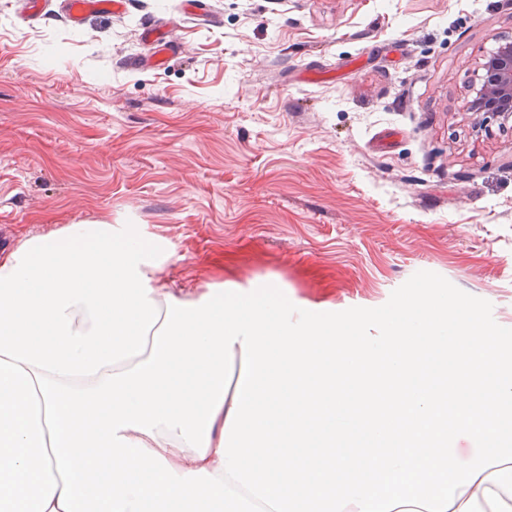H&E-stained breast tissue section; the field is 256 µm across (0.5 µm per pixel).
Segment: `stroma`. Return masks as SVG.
<instances>
[{
    "mask_svg": "<svg viewBox=\"0 0 512 512\" xmlns=\"http://www.w3.org/2000/svg\"><path fill=\"white\" fill-rule=\"evenodd\" d=\"M0 0V225L166 239L165 277L272 276L366 319L452 290L512 340V126L462 109L512 0ZM179 47L161 68L144 27ZM65 14L68 19L79 24L92 13L119 15L124 13L127 0H64ZM152 41L156 42L155 52L152 56L145 58L132 59L127 62V65L132 69H153L161 66L165 62L166 53V41H160L161 38L154 37L152 34H148Z\"/></svg>",
    "mask_w": 512,
    "mask_h": 512,
    "instance_id": "obj_1",
    "label": "stroma"
}]
</instances>
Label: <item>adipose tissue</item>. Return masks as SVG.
<instances>
[{"label":"adipose tissue","mask_w":512,"mask_h":512,"mask_svg":"<svg viewBox=\"0 0 512 512\" xmlns=\"http://www.w3.org/2000/svg\"><path fill=\"white\" fill-rule=\"evenodd\" d=\"M176 261L112 224L0 256V512H512V352L454 294L376 343L262 279L170 287Z\"/></svg>","instance_id":"ef3b65f1"}]
</instances>
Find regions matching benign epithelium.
Wrapping results in <instances>:
<instances>
[{"label":"benign epithelium","mask_w":512,"mask_h":512,"mask_svg":"<svg viewBox=\"0 0 512 512\" xmlns=\"http://www.w3.org/2000/svg\"><path fill=\"white\" fill-rule=\"evenodd\" d=\"M480 83L471 88L473 98L464 108L477 114H492L504 121L512 119V40L502 42L480 63Z\"/></svg>","instance_id":"obj_1"}]
</instances>
